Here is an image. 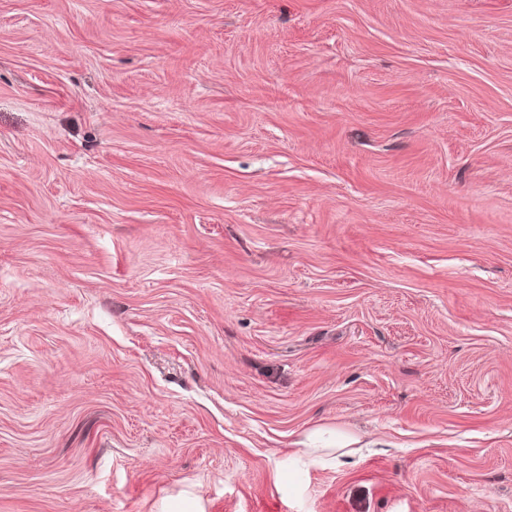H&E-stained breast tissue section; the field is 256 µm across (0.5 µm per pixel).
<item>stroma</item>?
Returning <instances> with one entry per match:
<instances>
[{
  "label": "stroma",
  "mask_w": 512,
  "mask_h": 512,
  "mask_svg": "<svg viewBox=\"0 0 512 512\" xmlns=\"http://www.w3.org/2000/svg\"><path fill=\"white\" fill-rule=\"evenodd\" d=\"M0 512H512V0H0ZM358 442L357 438L347 433L334 429L317 428L306 435L305 440L301 442L305 448H300L299 451L304 456H330L329 458L332 460L339 461L342 457L354 454L356 449L350 447Z\"/></svg>",
  "instance_id": "obj_1"
}]
</instances>
